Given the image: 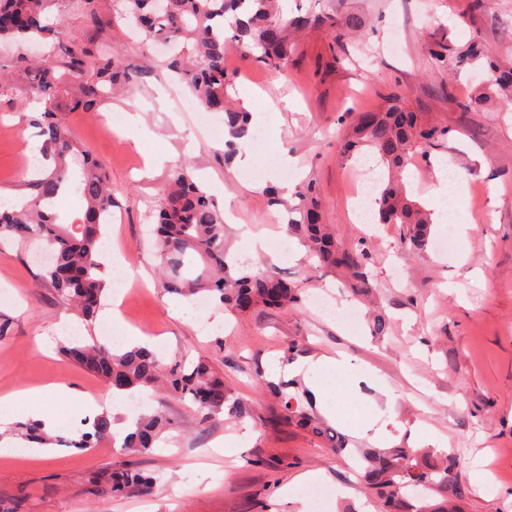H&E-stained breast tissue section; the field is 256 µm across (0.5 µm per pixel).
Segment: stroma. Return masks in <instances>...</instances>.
I'll return each instance as SVG.
<instances>
[{
  "mask_svg": "<svg viewBox=\"0 0 512 512\" xmlns=\"http://www.w3.org/2000/svg\"><path fill=\"white\" fill-rule=\"evenodd\" d=\"M471 0H283L287 16L333 12L359 16L365 44L346 43L332 54L330 37L309 27L295 39L288 65L275 71L238 51L226 57L230 101L244 105L241 88L255 97L248 105L250 135L232 160L224 158L227 134L222 121L211 133L196 134V101L184 84L160 65L164 50L146 48L129 27L123 0H96L95 16L58 0L52 11L65 41L99 43L121 58L141 64L146 74L131 91L89 112L62 118L73 137L106 169L118 221L112 236L129 250L141 290L133 308V327L143 337L163 338L158 352L165 362L210 359L225 381L251 408L239 421L216 418L196 428L189 402L170 396L169 416L184 425L181 433L163 434L152 453L134 457V467L158 476L147 496L115 498L100 483L117 463L116 448L104 443L81 451L51 445L47 454L28 447L19 435L0 452V512L21 504L24 512H313L311 488L299 481L309 472L320 485L361 488L353 451L373 447L370 435H355L365 425L388 431L409 443L417 426L421 449L444 447L457 458L455 479L428 492L426 506L452 502L457 512H512V104L491 100L481 111L463 110L473 81L449 78L430 57L438 42L459 46L478 37L496 60H512V0H486L483 10ZM25 77L0 89V195H19L25 174L27 143L41 144L32 119L39 104L23 103ZM288 99V109L274 102ZM397 104L417 113L422 123L447 125L446 139L428 153L414 154L405 171L412 177L409 197L446 219L433 225L431 241L420 252L406 253L397 224L357 223L353 207L359 169H384L373 155L342 158L336 135L346 112H377ZM112 113L121 125L106 135L98 124ZM294 168L280 165L282 154ZM162 157L152 176H144L146 155ZM192 163L195 179L232 215L230 251L254 269L268 268L303 290L301 307L264 308L247 315L225 313L211 304L216 332L200 329L194 311L174 315L173 298L162 293L151 230L157 190L170 171ZM453 163L458 190L434 203L440 163ZM288 181L313 183L325 223L335 225L338 240L362 243L372 261L366 272L369 296L358 299L343 275H329L305 259L294 258L299 240L284 235L283 208L270 206L266 185ZM467 232H460V225ZM262 238L253 252L242 229ZM30 251L0 240V314L9 317L8 336L0 338V397L50 384L66 386L54 399L13 405L17 424L33 415L56 420V432L73 434L82 417L74 399L105 397L94 374L76 366L59 350L40 352L34 338L53 335L69 316L41 280L42 269ZM322 296L337 311L355 310L358 326L349 329L324 315L313 300ZM380 305L390 322L373 335L369 304ZM223 338L216 347L215 338ZM299 346L287 357L288 343ZM343 354L350 362L347 380L353 408L346 421L332 426L348 442L339 452L311 433L280 418L268 383L286 380L284 364L320 355ZM384 383L395 398L386 401L375 388ZM234 440L231 453L217 450L221 439ZM498 491H482L484 477Z\"/></svg>",
  "mask_w": 512,
  "mask_h": 512,
  "instance_id": "obj_1",
  "label": "stroma"
}]
</instances>
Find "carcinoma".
Listing matches in <instances>:
<instances>
[{
  "label": "carcinoma",
  "mask_w": 512,
  "mask_h": 512,
  "mask_svg": "<svg viewBox=\"0 0 512 512\" xmlns=\"http://www.w3.org/2000/svg\"><path fill=\"white\" fill-rule=\"evenodd\" d=\"M57 0H0V43L20 40L59 39L61 31L47 23V14ZM127 14L151 42L163 41L174 53L165 66L178 75L210 112L222 114L228 134L224 160H230L239 140L249 133L250 113L231 109L228 97L225 59L228 43H233L247 58L272 68L288 63L291 44L288 26L297 29L316 24L332 36V48H343L344 38H363L361 21L352 16L340 22L330 13L284 18L279 0H124ZM232 15L231 36L224 32V18ZM436 63L457 73L475 67L487 69L486 87H497L512 104V67L500 68L480 41L473 38L456 50L438 43L429 50ZM16 68L24 72L25 93L43 103L36 119L43 137L41 154L53 161L52 170L23 181L31 199L17 207L0 204V238L14 239L23 245L38 243L52 262L42 267V280L53 288L64 304L73 307L80 318L91 321L100 307L107 282L97 260L106 224L104 214L113 207L114 193L103 166L72 138L69 128L58 118L72 111L93 109L112 97L126 82L139 78L145 70L133 62L118 59V53H105L96 46H63L53 58L21 56ZM71 82L80 93L64 104L58 99L60 85ZM448 128L422 125L416 113L399 106L381 112L357 115L340 142L341 154L351 157L366 148L387 170L380 180L375 198L377 222L399 224L408 251L424 249L433 224L432 213L408 195L402 173L411 155L427 151L447 135ZM80 195L83 215L71 224L58 222L52 204L65 192ZM297 203L288 209V232L300 236L308 245L316 266L330 273H342L353 290L366 288L365 269L370 255L356 245H344L331 225L323 223L321 203L312 186L296 193ZM154 228L157 268L163 291L193 298L205 293L235 314L274 305L284 310L301 305V289L284 277L265 270L254 272L246 263L228 260L224 244V214L190 171V164L175 169L161 186ZM64 356L81 368L99 376L113 390L168 391L195 406L198 425L220 415L244 418L249 406L224 382V375L208 360L200 359L185 367L165 364L154 351L143 347L115 349L91 340L69 341L61 346ZM281 415L288 423L305 429L342 451L345 438L331 429L301 398L276 391ZM78 438L50 435L34 423L24 427L31 443H63L77 449L94 448L112 440V417L102 413L94 420L84 419ZM178 428V422L156 411L141 415L135 429L121 445L122 455L147 454L157 446L161 435ZM456 460L443 457L432 461L428 453L395 445L371 449L363 454L361 465L367 488L381 500L383 512H412L409 497L423 490L448 485ZM161 478L144 476L132 464L122 463L107 474L112 495L128 497L149 493Z\"/></svg>",
  "instance_id": "carcinoma-1"
}]
</instances>
